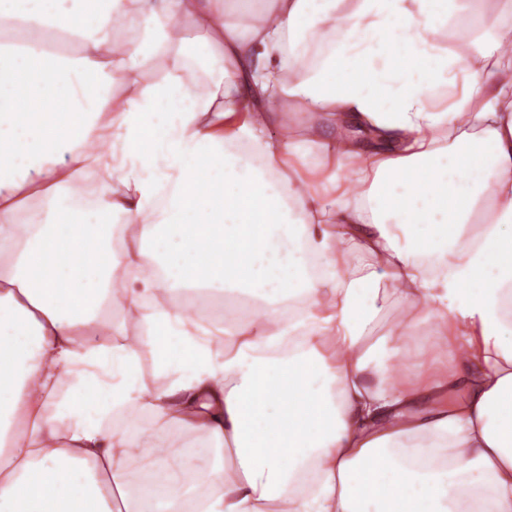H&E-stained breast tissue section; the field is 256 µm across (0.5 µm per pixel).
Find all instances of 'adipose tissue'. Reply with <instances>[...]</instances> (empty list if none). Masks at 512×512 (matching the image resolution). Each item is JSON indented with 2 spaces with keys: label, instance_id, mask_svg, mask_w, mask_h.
Masks as SVG:
<instances>
[{
  "label": "adipose tissue",
  "instance_id": "obj_1",
  "mask_svg": "<svg viewBox=\"0 0 512 512\" xmlns=\"http://www.w3.org/2000/svg\"><path fill=\"white\" fill-rule=\"evenodd\" d=\"M15 2L0 512H512V0Z\"/></svg>",
  "mask_w": 512,
  "mask_h": 512
}]
</instances>
